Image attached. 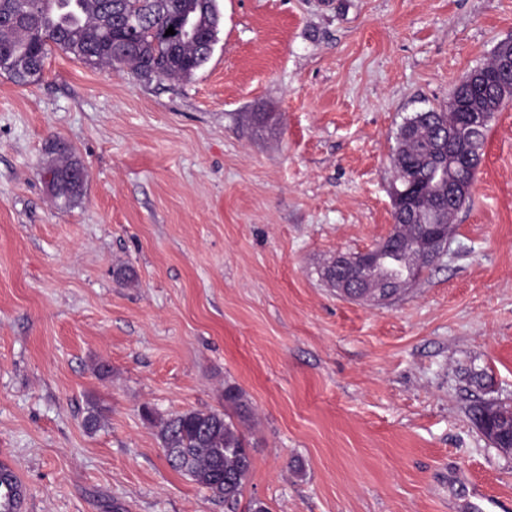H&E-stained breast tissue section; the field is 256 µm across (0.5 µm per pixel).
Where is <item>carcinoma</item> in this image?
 <instances>
[{
	"mask_svg": "<svg viewBox=\"0 0 512 512\" xmlns=\"http://www.w3.org/2000/svg\"><path fill=\"white\" fill-rule=\"evenodd\" d=\"M56 6L46 12L42 4ZM113 0H0V72L20 86L32 85L43 73L44 59L56 47L73 59L93 67L124 65L138 78L152 77L183 80L191 78L209 59L204 46L183 42L172 51V40L161 37L155 26L169 17L176 23L190 16L204 30L209 41L216 42L221 18L218 0H121L119 5L131 15L134 28L112 25ZM457 117L445 109L416 112L400 126L393 155L394 182L406 185L410 180L429 188L438 186L439 172L429 152L432 133L442 125L454 124ZM55 173L52 196L58 208L75 206L84 195L85 183L71 178L84 168L73 155H61L48 165ZM411 203L417 219L429 222L437 211L447 213L448 201L434 195L414 197ZM402 241L380 257L376 276L399 278L411 266L412 253L421 242L416 228L400 227ZM225 410H187L167 418L157 412H145L147 420L158 428L157 436L170 466L190 477L213 496L235 504L241 495L251 467L252 457L239 424L250 420V408L240 389H224ZM499 430V445L512 442V409L498 406L493 412Z\"/></svg>",
	"mask_w": 512,
	"mask_h": 512,
	"instance_id": "1",
	"label": "carcinoma"
}]
</instances>
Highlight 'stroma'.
Here are the masks:
<instances>
[{
  "mask_svg": "<svg viewBox=\"0 0 512 512\" xmlns=\"http://www.w3.org/2000/svg\"><path fill=\"white\" fill-rule=\"evenodd\" d=\"M219 7L186 80L57 49L36 84L0 72V460L29 512H497L512 453L469 407L512 406V104L415 287L353 300L325 271L389 233L400 125L512 36V0ZM54 140L87 169L68 210ZM230 385L253 413L232 507L144 416L223 408Z\"/></svg>",
  "mask_w": 512,
  "mask_h": 512,
  "instance_id": "1",
  "label": "stroma"
}]
</instances>
